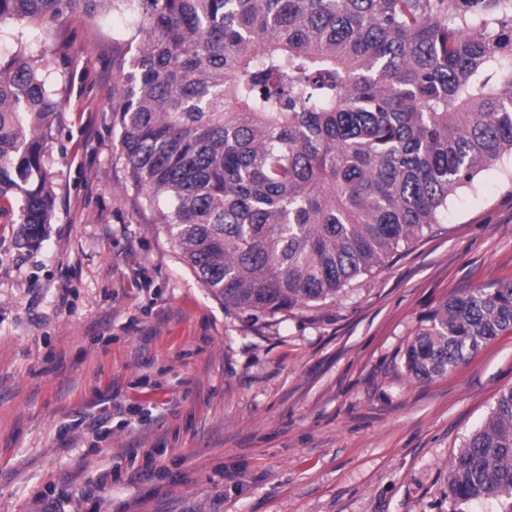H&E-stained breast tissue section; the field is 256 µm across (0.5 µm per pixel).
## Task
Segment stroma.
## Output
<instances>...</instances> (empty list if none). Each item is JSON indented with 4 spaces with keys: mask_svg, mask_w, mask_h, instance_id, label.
<instances>
[{
    "mask_svg": "<svg viewBox=\"0 0 512 512\" xmlns=\"http://www.w3.org/2000/svg\"><path fill=\"white\" fill-rule=\"evenodd\" d=\"M138 24L68 13L31 46L62 111L39 249L0 204V512H505L447 478L512 387V332L423 383L402 353L452 294L512 281V158L336 301L247 322L126 179L112 106Z\"/></svg>",
    "mask_w": 512,
    "mask_h": 512,
    "instance_id": "stroma-1",
    "label": "stroma"
}]
</instances>
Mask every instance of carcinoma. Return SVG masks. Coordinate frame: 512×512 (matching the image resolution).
<instances>
[{
	"instance_id": "cac0c4a2",
	"label": "carcinoma",
	"mask_w": 512,
	"mask_h": 512,
	"mask_svg": "<svg viewBox=\"0 0 512 512\" xmlns=\"http://www.w3.org/2000/svg\"><path fill=\"white\" fill-rule=\"evenodd\" d=\"M142 8L112 108L129 184L180 261L249 322L339 297L512 157V0H0V199L23 245L54 209L60 104L29 50L67 12ZM402 355L443 377L512 332V283L468 288ZM448 496L512 499V387L448 467Z\"/></svg>"
}]
</instances>
